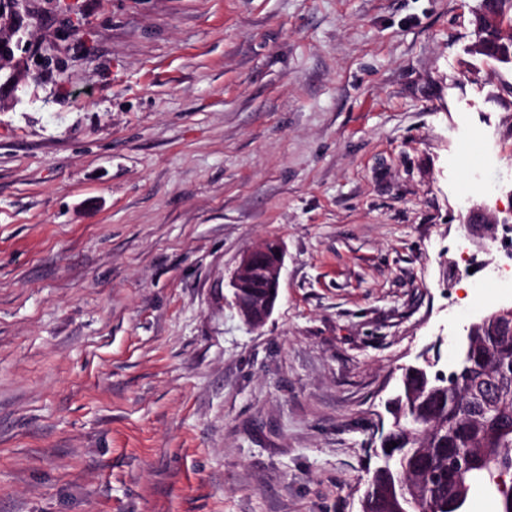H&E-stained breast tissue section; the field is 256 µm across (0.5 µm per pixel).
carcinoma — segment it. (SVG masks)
<instances>
[{
	"instance_id": "1",
	"label": "carcinoma",
	"mask_w": 512,
	"mask_h": 512,
	"mask_svg": "<svg viewBox=\"0 0 512 512\" xmlns=\"http://www.w3.org/2000/svg\"><path fill=\"white\" fill-rule=\"evenodd\" d=\"M480 31L486 45L512 48L501 29ZM391 414L386 445L395 460L374 472L362 512H390L393 497L417 512H469V499L458 505L462 487L470 493L494 475H512V335L477 322L457 387L408 368Z\"/></svg>"
}]
</instances>
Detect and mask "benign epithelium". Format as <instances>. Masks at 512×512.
I'll return each instance as SVG.
<instances>
[{"instance_id":"7a95c632","label":"benign epithelium","mask_w":512,"mask_h":512,"mask_svg":"<svg viewBox=\"0 0 512 512\" xmlns=\"http://www.w3.org/2000/svg\"><path fill=\"white\" fill-rule=\"evenodd\" d=\"M0 16L5 18L6 24L0 26V66L6 67L7 77L0 81V104L29 75L27 50L28 44L16 36L18 30L25 29V19L28 17L25 0H0ZM282 248L279 244L263 245L244 254L241 263L231 277V287L237 293L242 288L254 287L255 280L263 281L269 288L279 287L280 272L284 263V256L280 255ZM274 307L272 298L263 294L255 296L247 309L240 310L246 323L257 327L265 323ZM494 325L499 332H512V306L502 307L494 314ZM473 325L463 327L462 332L456 336L458 358L456 362L444 371L437 368L438 361L425 360V365L436 369V375L448 380L452 379L462 361L471 355Z\"/></svg>"}]
</instances>
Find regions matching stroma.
I'll return each instance as SVG.
<instances>
[{
    "instance_id": "35a3bbf8",
    "label": "stroma",
    "mask_w": 512,
    "mask_h": 512,
    "mask_svg": "<svg viewBox=\"0 0 512 512\" xmlns=\"http://www.w3.org/2000/svg\"><path fill=\"white\" fill-rule=\"evenodd\" d=\"M481 0H30L0 109V512H361L420 354L512 305ZM484 222L463 233L470 207ZM284 250L265 324L229 281Z\"/></svg>"
}]
</instances>
